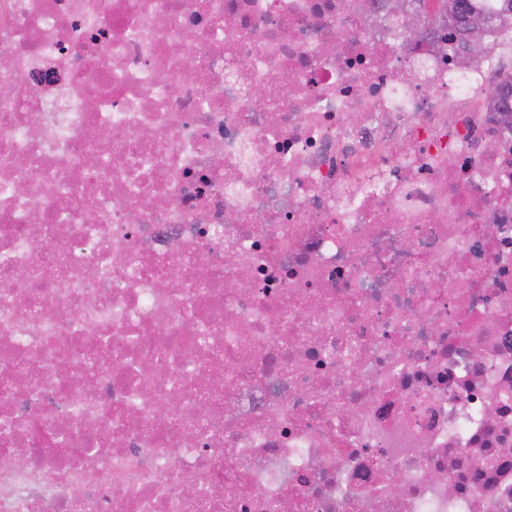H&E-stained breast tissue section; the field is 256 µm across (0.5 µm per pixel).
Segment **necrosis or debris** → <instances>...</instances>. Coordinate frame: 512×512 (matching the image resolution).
<instances>
[{
    "mask_svg": "<svg viewBox=\"0 0 512 512\" xmlns=\"http://www.w3.org/2000/svg\"><path fill=\"white\" fill-rule=\"evenodd\" d=\"M425 24L0 0V512H512V29Z\"/></svg>",
    "mask_w": 512,
    "mask_h": 512,
    "instance_id": "obj_1",
    "label": "necrosis or debris"
}]
</instances>
